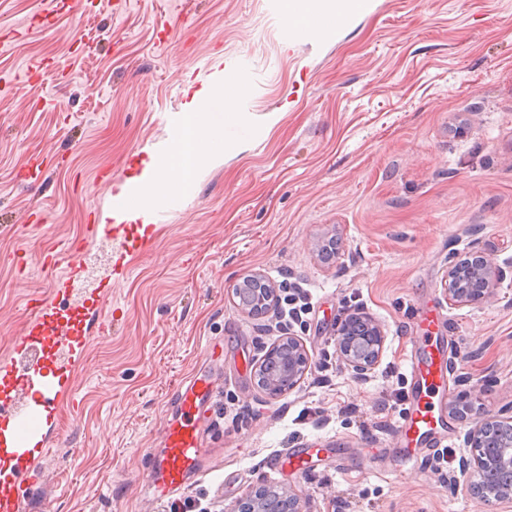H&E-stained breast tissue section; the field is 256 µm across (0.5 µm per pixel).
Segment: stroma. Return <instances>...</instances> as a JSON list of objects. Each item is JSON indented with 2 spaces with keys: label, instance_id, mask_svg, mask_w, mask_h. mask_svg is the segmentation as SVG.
Here are the masks:
<instances>
[{
  "label": "stroma",
  "instance_id": "stroma-1",
  "mask_svg": "<svg viewBox=\"0 0 512 512\" xmlns=\"http://www.w3.org/2000/svg\"><path fill=\"white\" fill-rule=\"evenodd\" d=\"M322 27H289L282 0H0V365L32 300L52 296L44 251L83 261L86 289L112 286V329L89 338L55 403L25 512H167L147 472L199 370L216 390L198 418L206 474L181 494L192 512H230L268 484L303 512H512L458 470L475 417L453 418L450 465L395 456L428 308L446 358L436 414L466 392L483 414L512 410V0H366ZM33 75L48 104L26 92ZM220 83L242 88L248 137L154 210L146 249L115 256L92 225L167 141L188 87ZM478 249L506 279L483 305L449 304L450 264ZM255 271L314 304L295 331L311 370L277 398L251 372L277 316L232 295ZM355 309L386 334L365 380L336 346ZM300 443L344 448L343 468L272 469Z\"/></svg>",
  "mask_w": 512,
  "mask_h": 512
}]
</instances>
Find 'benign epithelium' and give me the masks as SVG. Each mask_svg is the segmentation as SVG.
I'll return each mask as SVG.
<instances>
[{
	"mask_svg": "<svg viewBox=\"0 0 512 512\" xmlns=\"http://www.w3.org/2000/svg\"><path fill=\"white\" fill-rule=\"evenodd\" d=\"M474 261L468 264L457 261L449 266L444 288L452 305H475L487 301L494 288L504 279L503 271L494 264L487 253L476 250ZM237 289L238 306L253 316H262L273 309L277 301L276 289L267 283L264 275L253 272L233 285ZM337 351L345 367L358 379H366L379 361L384 347L385 334L381 326L363 311L348 313L336 326ZM288 345L292 355L288 365L274 376L259 383L270 397L281 396L295 389L310 369V353L306 344L297 336L288 334L278 338L266 350L253 367L254 377H260L265 360L276 356L279 347ZM489 428L506 429L512 433V414L481 418L466 433L464 443L472 449L471 457L459 461V470L477 476L470 487L472 495L487 506L512 502V479L507 483L488 480V473H504L512 476V440L502 441L492 454L482 450V440ZM279 506L276 512H303L295 495L281 490L276 493Z\"/></svg>",
	"mask_w": 512,
	"mask_h": 512,
	"instance_id": "obj_1",
	"label": "benign epithelium"
}]
</instances>
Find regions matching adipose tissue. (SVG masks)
I'll list each match as a JSON object with an SVG mask.
<instances>
[{"mask_svg": "<svg viewBox=\"0 0 512 512\" xmlns=\"http://www.w3.org/2000/svg\"><path fill=\"white\" fill-rule=\"evenodd\" d=\"M362 6L363 0H286L285 13L289 24L315 32L322 16L332 15L343 23ZM240 95L236 86L194 92L166 144L161 150L146 151L138 160L135 172L114 195L111 208L104 211L103 222L149 224L154 208L185 191L217 160L215 146L225 142L227 134L245 139L246 130L232 123Z\"/></svg>", "mask_w": 512, "mask_h": 512, "instance_id": "adipose-tissue-1", "label": "adipose tissue"}]
</instances>
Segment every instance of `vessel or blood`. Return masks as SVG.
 <instances>
[{
  "mask_svg": "<svg viewBox=\"0 0 512 512\" xmlns=\"http://www.w3.org/2000/svg\"><path fill=\"white\" fill-rule=\"evenodd\" d=\"M80 263L67 262L59 275L54 295L80 294L83 279ZM432 316L421 321L425 329V350L411 365L413 388L399 424L403 446L402 463L414 462L422 447L439 445L446 428L433 414V397L444 379L443 345L428 330ZM68 337L69 349L83 348L86 329L63 321L55 304H42L31 318L22 342L13 349L22 365L12 366L0 376V512H24L18 492L21 477L48 452V441L40 430L37 413L19 415L21 400L35 395L44 399L58 396L71 378V359L65 358L59 337ZM215 393L207 375H194L176 392V416L164 429V446L149 466L147 489L158 497H173L187 481L204 470L202 437L197 425L199 410Z\"/></svg>",
  "mask_w": 512,
  "mask_h": 512,
  "instance_id": "obj_1",
  "label": "vessel or blood"
}]
</instances>
